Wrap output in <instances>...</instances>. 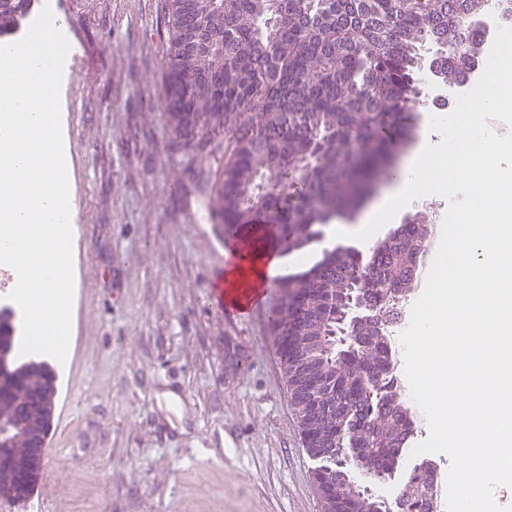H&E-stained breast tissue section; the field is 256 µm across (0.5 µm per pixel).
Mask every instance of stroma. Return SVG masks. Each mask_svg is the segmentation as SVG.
Here are the masks:
<instances>
[{"label": "stroma", "mask_w": 512, "mask_h": 512, "mask_svg": "<svg viewBox=\"0 0 512 512\" xmlns=\"http://www.w3.org/2000/svg\"><path fill=\"white\" fill-rule=\"evenodd\" d=\"M57 3L78 227L69 413L43 506L9 512H321L269 308L231 320L208 296L224 236L164 117L169 0Z\"/></svg>", "instance_id": "obj_1"}]
</instances>
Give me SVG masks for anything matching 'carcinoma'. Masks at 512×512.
<instances>
[{
	"instance_id": "cac0c4a2",
	"label": "carcinoma",
	"mask_w": 512,
	"mask_h": 512,
	"mask_svg": "<svg viewBox=\"0 0 512 512\" xmlns=\"http://www.w3.org/2000/svg\"><path fill=\"white\" fill-rule=\"evenodd\" d=\"M32 0H0V38L31 11ZM493 0H171V54L164 109L174 143L216 164L212 211L224 228L253 229L286 258L323 235L335 216L351 213L369 180L388 170L389 155L408 137L419 104L421 50L443 58L447 83L463 82L457 66L468 46L484 44L474 18ZM432 225L416 216L380 241L369 259L349 247L305 270L277 278L280 300L271 315L281 370L296 406L306 450L314 457L342 442L331 467L351 473L362 457L389 475L414 430L401 382L377 390L364 379L381 348L369 345L337 358L345 335L341 303L366 290L384 320L417 288ZM9 379L0 382V418L8 427L0 457L9 488L26 501L40 474L28 465L26 420L44 418L49 433L57 375L44 361H21L12 319ZM323 342L327 379L299 369L302 343ZM348 412L332 413L336 400ZM329 424L332 435L322 433ZM314 480L327 512H371L375 499L354 479ZM433 476L415 465L395 512H433Z\"/></svg>"
}]
</instances>
